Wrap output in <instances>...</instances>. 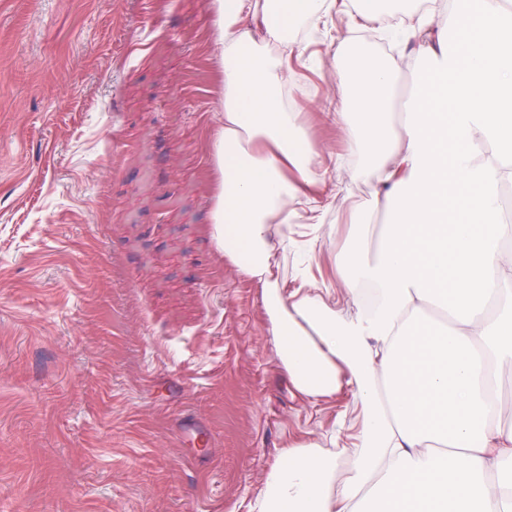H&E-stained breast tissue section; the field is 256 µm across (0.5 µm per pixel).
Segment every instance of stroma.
<instances>
[{"instance_id": "35a3bbf8", "label": "stroma", "mask_w": 512, "mask_h": 512, "mask_svg": "<svg viewBox=\"0 0 512 512\" xmlns=\"http://www.w3.org/2000/svg\"><path fill=\"white\" fill-rule=\"evenodd\" d=\"M361 30L344 8L293 32L289 109L327 169L336 38ZM222 53L213 0H0V512H248L311 439L350 467L330 436L358 401L294 393L211 238ZM332 181L330 220L376 188ZM351 230L314 242L335 289ZM183 416L209 436L178 437Z\"/></svg>"}]
</instances>
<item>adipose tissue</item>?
Returning <instances> with one entry per match:
<instances>
[{
    "mask_svg": "<svg viewBox=\"0 0 512 512\" xmlns=\"http://www.w3.org/2000/svg\"><path fill=\"white\" fill-rule=\"evenodd\" d=\"M224 43V124L212 142V239L259 285L289 384L361 405L347 474L317 442L282 449L250 512H512V9L501 0H350L367 25L394 11L400 58L336 45L347 89L333 118L378 189L338 273L354 310L314 279L274 277L291 224L321 228L325 175L283 101L288 61L265 43L337 0H213ZM419 86L396 93L399 67ZM380 230H373L375 218Z\"/></svg>",
    "mask_w": 512,
    "mask_h": 512,
    "instance_id": "1",
    "label": "adipose tissue"
}]
</instances>
